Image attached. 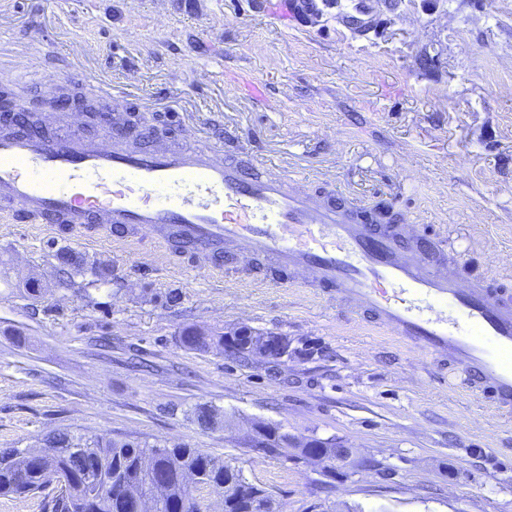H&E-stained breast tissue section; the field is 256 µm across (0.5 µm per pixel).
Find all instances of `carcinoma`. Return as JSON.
<instances>
[{"instance_id": "1", "label": "carcinoma", "mask_w": 512, "mask_h": 512, "mask_svg": "<svg viewBox=\"0 0 512 512\" xmlns=\"http://www.w3.org/2000/svg\"><path fill=\"white\" fill-rule=\"evenodd\" d=\"M56 260L58 272L67 275L87 264L67 249L57 251ZM179 336L188 350L224 349L222 332L191 325ZM186 472L197 474L198 484L185 482ZM161 478L167 493L155 512H198L202 489L221 497L224 512H278L270 493L247 481L240 469L185 443L117 441L58 430L45 435L36 450L0 448V498L36 495L54 480L59 486L50 512H135L137 501L153 498Z\"/></svg>"}]
</instances>
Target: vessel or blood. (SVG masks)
<instances>
[{"instance_id":"b4317fda","label":"vessel or blood","mask_w":512,"mask_h":512,"mask_svg":"<svg viewBox=\"0 0 512 512\" xmlns=\"http://www.w3.org/2000/svg\"><path fill=\"white\" fill-rule=\"evenodd\" d=\"M0 216L67 233L149 229L197 259L246 244L284 283L319 290L355 316L458 366L468 390L512 414V289L492 275L443 273L445 250L287 172L249 171L194 138L150 149L109 130L0 133Z\"/></svg>"}]
</instances>
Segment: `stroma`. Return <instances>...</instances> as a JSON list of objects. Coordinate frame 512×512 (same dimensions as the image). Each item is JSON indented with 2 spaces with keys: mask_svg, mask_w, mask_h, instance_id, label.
<instances>
[{
  "mask_svg": "<svg viewBox=\"0 0 512 512\" xmlns=\"http://www.w3.org/2000/svg\"><path fill=\"white\" fill-rule=\"evenodd\" d=\"M364 4L372 30L345 17ZM80 26L96 51H74ZM434 64L420 68L423 54ZM20 100L67 87L69 115L101 81L132 84L141 145L167 132L221 137L225 159L285 166L310 189L389 206L512 287V0H0V68ZM261 81L252 99L245 77ZM68 248L107 265L63 280ZM47 289L29 298L22 284ZM287 335L296 357L243 364L179 342L182 327ZM459 370L355 320L312 289L232 256L200 269L151 235L77 240L0 219V448L55 430L182 442L241 469L280 512H512V421ZM224 416L202 430L196 407ZM352 451L321 464L248 447L251 423Z\"/></svg>",
  "mask_w": 512,
  "mask_h": 512,
  "instance_id": "1",
  "label": "stroma"
}]
</instances>
